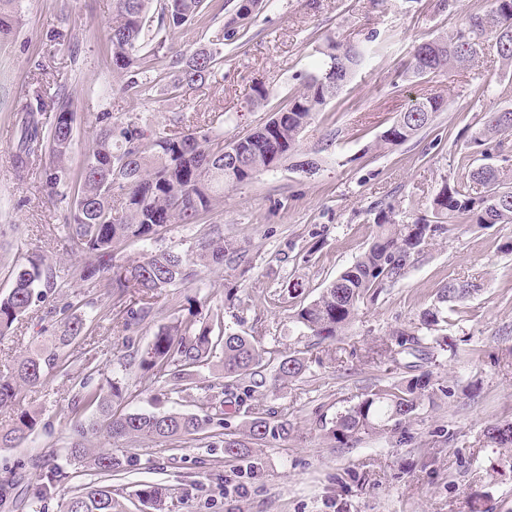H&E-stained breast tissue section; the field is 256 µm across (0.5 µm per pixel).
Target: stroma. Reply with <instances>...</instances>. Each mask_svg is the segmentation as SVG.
I'll return each mask as SVG.
<instances>
[{
    "label": "stroma",
    "instance_id": "1",
    "mask_svg": "<svg viewBox=\"0 0 512 512\" xmlns=\"http://www.w3.org/2000/svg\"><path fill=\"white\" fill-rule=\"evenodd\" d=\"M264 2L242 41L225 46L224 61L206 86L177 92L165 79L136 97L124 91L125 75L112 68V0H21L20 22L0 42V296L11 290L27 256L39 253L52 263L63 293L96 299L82 313L100 327L76 341L87 361L53 369L42 386L25 390L23 404L40 409L41 422L23 446L0 448V479L14 483L0 512H59L62 499L88 483L110 486L129 512H139L131 497L144 483L163 488L167 512H512V449L483 439L487 427L512 422V224H453L409 258L399 282L360 303L333 343L335 356L323 355L316 337L293 319L369 248L377 209L393 207L403 221L428 214L446 179L467 178L466 142L484 114L512 107V71L502 67L491 38L469 69L399 77L419 44L453 29L485 0H457L447 12L437 10V0ZM223 3L210 0L200 21L171 35L172 45L188 49L211 39L224 23ZM375 33L384 48L301 134L302 152L319 151L318 170L304 174L283 166L264 173L226 191L201 223L171 225L161 238L129 242L117 252L124 260L157 249L184 252L221 229L237 261L204 268L198 281L176 293L224 307L227 332L252 337L270 352L267 376L292 352L309 358L302 376L268 389L261 402L264 413L288 419V438L232 460L203 443L171 449L140 441L114 449L120 464L112 474L72 468L67 406L81 382L119 378L121 408L168 410L161 383L141 370L140 354L161 326L176 319L199 325L206 316L163 305L126 328L122 311L139 295L108 296L74 278L77 258L59 245L64 212L42 187L51 155L34 160L26 179L14 172L19 110L66 87L77 114L69 159L75 169L100 112L116 121L137 114L160 127L194 115L230 142L266 123L296 91L326 38L363 43ZM258 82L270 87L268 101L254 102ZM428 96L446 101L429 127L404 144L379 145L395 117ZM333 131L336 141L325 145ZM451 280L478 289L448 315L449 349L428 348L419 361L432 375L433 399L402 423L346 442L329 437L321 420L405 376L389 354L395 334L418 324ZM63 316L61 299L32 305L0 338V373ZM48 462L68 468L70 477L37 503L33 496Z\"/></svg>",
    "mask_w": 512,
    "mask_h": 512
}]
</instances>
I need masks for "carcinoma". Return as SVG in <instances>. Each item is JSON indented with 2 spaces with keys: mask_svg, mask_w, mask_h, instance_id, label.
Segmentation results:
<instances>
[{
  "mask_svg": "<svg viewBox=\"0 0 512 512\" xmlns=\"http://www.w3.org/2000/svg\"><path fill=\"white\" fill-rule=\"evenodd\" d=\"M263 0H234L222 27L207 45L190 51L176 50L167 43V34L194 22L207 7L206 0H112V20L108 37L112 64L129 77L125 90L146 91L139 75L163 62L157 78H173L172 88L188 91L205 85L223 62V48L243 36L246 20ZM18 23L17 0H0V42L9 39ZM495 39L497 53L506 68H512V0H489L481 12H472L453 30L420 44L401 73L405 80L431 73L452 72L471 66L479 56L483 39ZM372 53L366 44H340L327 39L323 59L313 71L301 77L302 90L288 97V104L274 113L261 127L230 143L221 132L186 123L181 132L161 127L150 129L141 118L130 116L124 122L112 121V113L95 117V135L84 154L82 165L65 166L74 146L76 112L69 94L57 92L53 123L46 127L37 118L42 103L23 108L19 136L13 152L16 168L25 173L43 149H48L55 165L44 172L43 187L49 200L65 204L68 212L64 250L84 257L77 266L79 279L98 281L105 293H137L148 299H164L177 304L170 289L197 279L200 268L234 261L236 250L224 243L223 234L205 240L190 253L161 250L133 262L116 260V246L130 240H152L171 224H198L213 210L224 190L247 183L258 175L281 167L299 154L300 135L314 113L335 99ZM439 97L423 98L400 113L382 133L381 140L400 145L428 127L436 113L443 111ZM512 131V111L485 113L481 128L471 143L484 146ZM471 180L482 187L473 190L462 180L446 182L430 203L431 216L417 217L406 224L396 222L391 207L374 217L379 231L364 255L344 269L323 289L318 298L295 311L293 318L302 328L324 341L336 339L353 321L358 304L373 298L379 290L401 280L407 258L420 253L428 241L449 230L434 220L463 224H511L512 176L498 167L476 165ZM57 290L52 266L41 254L26 259L15 274L8 294L0 296V337L38 300ZM474 291L469 284L450 282L438 297V304L427 309L419 324L410 331L396 333L397 354L417 357L426 339L442 348L447 337L438 336L444 321L443 304L465 300ZM94 305L77 294L66 295L63 310L69 312L49 345H39L17 360L12 371L0 374V411H13L11 422L0 428V448L19 447L40 423L36 410L21 406L22 393L43 384L50 370L69 357L65 348L80 336L92 335L77 310ZM265 351L248 336L226 333L224 313L210 312L200 328L191 322L165 325L141 355V367L164 380L163 396L174 404L194 401L193 391L201 389L195 369L220 357L224 378L246 380L242 394L235 396L244 406L258 389L266 386ZM308 369V359L290 354L276 369V382L285 385ZM124 389L119 379L92 386L85 381L71 400L68 412L77 416L95 409L96 417L75 421L68 446L70 463L91 466L107 474L119 465L112 449L93 448L90 438L104 431L112 442L134 443L149 439L173 448L194 441L211 439V446L224 449V456L236 457L243 449L267 439L287 438L290 424L253 412L245 430L236 433L209 431L213 414H224V391L209 385L210 402L203 413L172 409L163 413L112 412V398ZM431 374L405 377L367 393L363 399L336 414L329 432L338 440H348L372 430L382 422L398 423L409 418L426 399H432ZM484 437L501 448L512 447V423L494 425ZM67 472L48 464L41 475V496L67 479ZM134 496L148 512H165L166 500L159 488L145 485ZM60 512H125L108 486H88L64 499Z\"/></svg>",
  "mask_w": 512,
  "mask_h": 512,
  "instance_id": "carcinoma-1",
  "label": "carcinoma"
}]
</instances>
